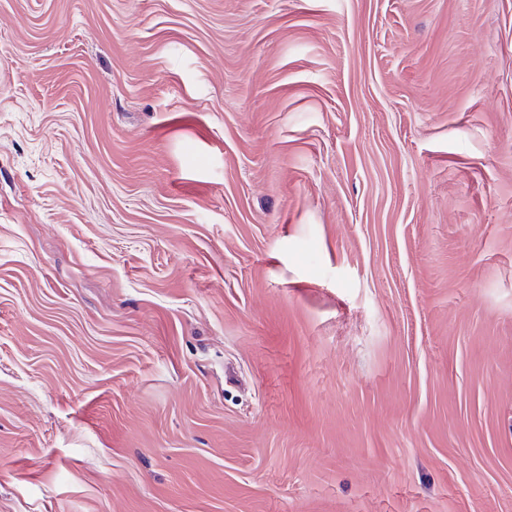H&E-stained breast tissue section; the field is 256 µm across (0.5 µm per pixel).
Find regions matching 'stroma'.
Returning <instances> with one entry per match:
<instances>
[{
    "label": "stroma",
    "mask_w": 512,
    "mask_h": 512,
    "mask_svg": "<svg viewBox=\"0 0 512 512\" xmlns=\"http://www.w3.org/2000/svg\"><path fill=\"white\" fill-rule=\"evenodd\" d=\"M0 512H512V0H0Z\"/></svg>",
    "instance_id": "35a3bbf8"
}]
</instances>
